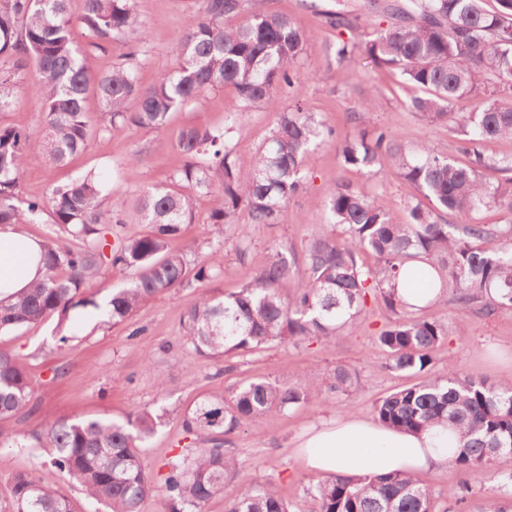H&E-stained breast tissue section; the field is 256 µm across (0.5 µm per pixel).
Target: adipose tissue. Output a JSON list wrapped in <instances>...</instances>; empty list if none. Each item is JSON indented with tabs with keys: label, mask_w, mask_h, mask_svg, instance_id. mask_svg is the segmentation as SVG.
<instances>
[{
	"label": "adipose tissue",
	"mask_w": 512,
	"mask_h": 512,
	"mask_svg": "<svg viewBox=\"0 0 512 512\" xmlns=\"http://www.w3.org/2000/svg\"><path fill=\"white\" fill-rule=\"evenodd\" d=\"M40 252L39 241L19 227L0 226V300H8L41 279ZM457 444V433L443 424L410 434L348 415L312 426L300 448L308 468L321 475L393 471L423 475L447 468L449 450Z\"/></svg>",
	"instance_id": "1"
}]
</instances>
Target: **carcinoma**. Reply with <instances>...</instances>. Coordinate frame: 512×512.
<instances>
[{
    "label": "carcinoma",
    "instance_id": "cac0c4a2",
    "mask_svg": "<svg viewBox=\"0 0 512 512\" xmlns=\"http://www.w3.org/2000/svg\"><path fill=\"white\" fill-rule=\"evenodd\" d=\"M490 12L483 0H394L383 6L385 29L360 31L361 15L323 10L325 24L359 35L336 43L339 64L361 52L374 65L398 71L424 92L410 100V111L428 121L453 117L465 99L477 101L458 114L461 165L424 147L413 151L389 127L373 125L355 137L340 136L305 104L295 66L304 38L288 16L249 11L244 0H201L198 12L174 46L177 67L143 87L137 79L139 46L132 43L124 61L94 79L90 51L105 50L129 35L147 39L136 0H85L76 20L68 0H8L0 7V112L19 99V74L35 63L44 90L45 134L41 155L55 169L84 151L100 132L129 127L166 129L176 110L206 93L231 86L239 112L264 107L277 121L268 139L247 156L231 147L232 127L186 126L176 148L184 166L136 202L145 231L113 236L125 223L120 210H107L104 184L94 173L52 187L44 199L21 198L20 177L31 149L21 129L0 126V224L28 223L46 213L54 235L43 240V279L0 304V335L57 317L58 342L69 341L73 309L95 304L90 286L102 268L131 272L127 286L112 291L107 318L117 325L143 304L176 288L219 279L224 245L217 241L203 261L170 248L183 226L195 223L196 198L212 206L206 223L217 235L235 241L240 258L249 248L248 225L279 224L288 203L305 187L307 159L320 145L336 148L341 163L368 174L391 164L404 183L432 202H408L399 221L378 196H366L349 183L327 191L326 227L304 246L305 277L293 296L279 292L292 275V263L273 249L268 263L247 274L239 291L205 293L183 318L187 340L203 356L221 361L271 343L299 344L311 338L334 341L357 323L367 298L380 302L386 322L377 336L387 368L422 376L409 387L373 404L376 419L393 428L419 433L446 423L459 433L449 449L451 465L464 474L494 475V465L512 456V385L498 386L472 374L448 369L430 375L436 352L449 332L465 335L437 302L407 304L396 288L410 275V262L429 266L423 287L453 295L460 308L480 305L512 310V224H485L479 215L504 209L512 215V156L487 157L483 144L512 139V0H496ZM79 27L85 46L74 41ZM102 111H85L89 93ZM288 92L283 108L278 94ZM500 174L495 183L484 172ZM245 212L248 223L237 221ZM488 240L496 246L485 247ZM373 258L368 265L364 257ZM356 371L338 365L327 388L295 387L268 378L242 381L227 393L208 394L181 414L192 446L162 464V512H203L215 497H225V512H293L277 487L240 477L239 462L225 444L228 436L273 412L324 403L326 394L351 395ZM33 384L18 359L0 351V417L31 413ZM164 415L133 410L120 421L83 418L48 424L33 435L51 449L50 463L81 488L85 499L109 512H140L154 495L143 448L163 426ZM235 482L229 496L226 484ZM316 512H448L437 508L429 483L400 471L352 478L319 476L306 487ZM469 487L448 490L462 509L512 512V475L500 496L468 501ZM0 512H82L64 489L42 484L27 471L11 478V495Z\"/></svg>",
    "mask_w": 512,
    "mask_h": 512
}]
</instances>
